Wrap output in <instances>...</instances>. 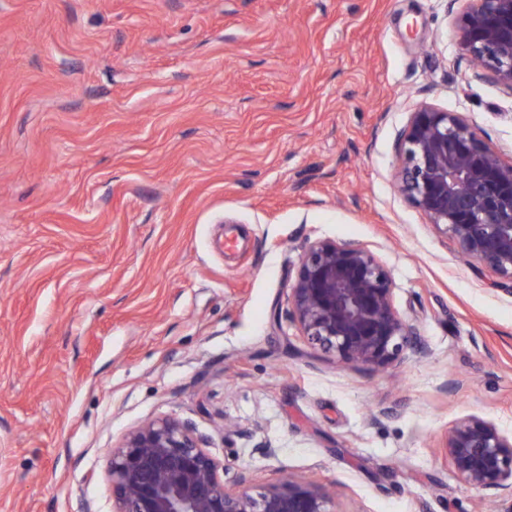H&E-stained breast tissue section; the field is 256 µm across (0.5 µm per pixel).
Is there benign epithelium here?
Instances as JSON below:
<instances>
[{
	"mask_svg": "<svg viewBox=\"0 0 512 512\" xmlns=\"http://www.w3.org/2000/svg\"><path fill=\"white\" fill-rule=\"evenodd\" d=\"M453 34L474 77L512 94V0H464ZM394 184L469 262L512 292V162L459 112L420 104L399 130ZM388 268L364 244L317 238L301 247L285 316L320 356L385 368L425 354L416 321L395 305ZM445 456L478 490L512 496V436L475 416L448 433ZM112 512H337L315 481L257 485L246 471L224 481V463L187 419L152 418L113 445Z\"/></svg>",
	"mask_w": 512,
	"mask_h": 512,
	"instance_id": "1",
	"label": "benign epithelium"
}]
</instances>
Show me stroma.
Instances as JSON below:
<instances>
[{
  "label": "stroma",
  "instance_id": "35a3bbf8",
  "mask_svg": "<svg viewBox=\"0 0 512 512\" xmlns=\"http://www.w3.org/2000/svg\"><path fill=\"white\" fill-rule=\"evenodd\" d=\"M453 18L0 0V512H112L113 444L165 414L228 481L332 484L337 512H505L442 449L467 416L512 435V294L394 188L423 101L512 161V94L474 78ZM316 238L377 255L425 356L353 367L275 319Z\"/></svg>",
  "mask_w": 512,
  "mask_h": 512
}]
</instances>
